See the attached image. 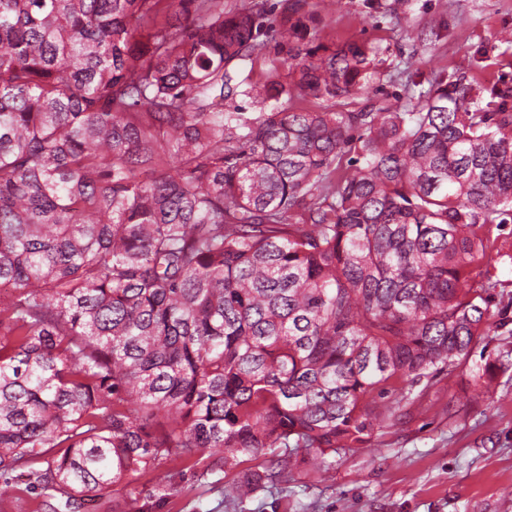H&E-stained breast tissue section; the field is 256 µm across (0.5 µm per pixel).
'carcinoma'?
Listing matches in <instances>:
<instances>
[{"mask_svg": "<svg viewBox=\"0 0 512 512\" xmlns=\"http://www.w3.org/2000/svg\"><path fill=\"white\" fill-rule=\"evenodd\" d=\"M294 14L285 70L243 92L256 5L0 0L1 492L42 463L70 512L204 450L284 449L242 500L512 334L472 276L512 224V89L472 57L403 109H339L379 49L304 44ZM483 360L488 387L507 366Z\"/></svg>", "mask_w": 512, "mask_h": 512, "instance_id": "1", "label": "carcinoma"}]
</instances>
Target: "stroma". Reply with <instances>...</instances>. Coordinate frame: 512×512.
<instances>
[{
  "label": "stroma",
  "mask_w": 512,
  "mask_h": 512,
  "mask_svg": "<svg viewBox=\"0 0 512 512\" xmlns=\"http://www.w3.org/2000/svg\"><path fill=\"white\" fill-rule=\"evenodd\" d=\"M298 17L324 42L380 47L376 90L351 107L378 110L407 101L406 84L449 75L467 57L475 78L512 87V0H303ZM487 350L509 368L486 389L471 375L472 353L452 374L433 380L392 426L322 472L295 466L287 482L241 503L224 497L210 452L128 477L83 512H130L169 482L178 494L157 512H512V335L488 337ZM58 499L30 489L26 477L0 494V512H52Z\"/></svg>",
  "instance_id": "obj_1"
}]
</instances>
